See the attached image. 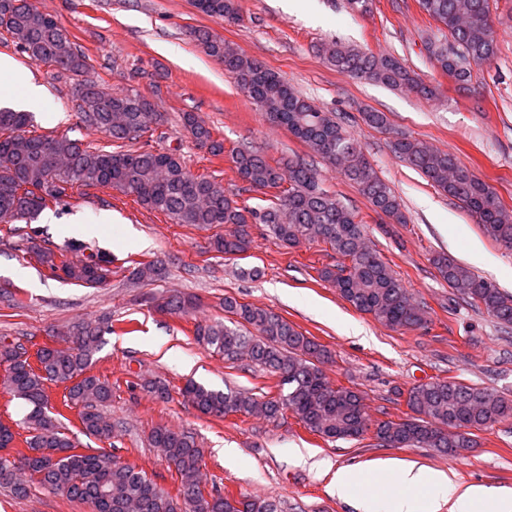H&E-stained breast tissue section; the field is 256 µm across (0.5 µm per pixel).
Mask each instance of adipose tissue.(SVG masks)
<instances>
[{"label":"adipose tissue","mask_w":512,"mask_h":512,"mask_svg":"<svg viewBox=\"0 0 512 512\" xmlns=\"http://www.w3.org/2000/svg\"><path fill=\"white\" fill-rule=\"evenodd\" d=\"M14 70L18 71L19 78L16 83L0 85V103L21 106L38 100L43 89L33 81L31 74L18 70L13 59L0 56V72ZM365 478L371 481L374 492L356 498L359 512H437L443 501L450 502V512H482L489 503L493 504L494 512H512L510 490L472 486L461 491L445 472L391 461L366 472L338 470L334 481L337 496L352 497L354 487Z\"/></svg>","instance_id":"obj_1"}]
</instances>
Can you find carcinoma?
<instances>
[{"label": "carcinoma", "mask_w": 512, "mask_h": 512, "mask_svg": "<svg viewBox=\"0 0 512 512\" xmlns=\"http://www.w3.org/2000/svg\"><path fill=\"white\" fill-rule=\"evenodd\" d=\"M420 10L438 24L441 37L427 39L433 66L454 79L467 82L470 66H458L459 57L475 65L489 63L496 54L490 0H418ZM202 13L229 19L235 0H208ZM0 29L32 61L58 74L85 73L86 56L72 42L68 30L39 11L31 0H0ZM195 37L207 53L224 63L237 84L268 115L326 163L355 184L374 212L396 224L406 223L401 203L377 175L361 145L351 139L336 116L288 87L276 71L244 55L234 46L198 31ZM330 67L365 78L390 89H408L427 99L437 89L417 77L397 58L375 55L361 48L331 43L319 49ZM86 93L77 97L83 123L94 126L115 141L138 145L126 151H106L78 140L35 135L26 112L0 109V223L33 219L50 202L68 196L76 186L107 184L133 195L147 208L166 215L174 224L220 229L211 249L225 256L244 254L253 240V226L263 225L286 249L304 243L323 244L334 262L318 270L319 277L336 288L339 296L358 311L367 313L396 331L425 326L423 308L414 303L402 280L381 255L366 243V229L358 214L336 194L321 185L320 174L303 160L273 165L265 154L250 148L230 152L231 163L243 183V192L260 191L263 204L250 207L237 195L205 174L187 170L180 157L161 151L152 142L164 138L161 119L153 103L130 89L113 93L92 81H83ZM182 121L210 153H224L222 142L191 114ZM392 150L421 172L432 186L460 203L485 233L512 249V211L496 192L456 156L433 149L422 141L401 135ZM230 226L222 232L221 228ZM27 253L51 275L78 285L95 287L112 275V258L90 254L72 242L53 250L35 239L27 241ZM440 277L462 298L512 329V295L475 276L445 254L432 257ZM160 267L153 261L134 262L131 275L151 280ZM170 315L182 316L193 308L190 298L174 295L158 304ZM227 322L195 327V340L224 357L230 369L247 358L272 384L257 396L249 391L209 388L189 381L181 394L207 417L260 415L276 422L288 412L310 432L327 439H358L368 431L382 444L394 447L435 448L448 452L469 448L476 433L512 415V400L495 391L466 384L456 378L434 379L408 390V406L415 416L377 424L366 411L362 393L350 386L330 384L322 365L332 360L327 346L298 330L280 314L224 296ZM111 326L80 323L68 331L71 347L65 351L36 353L29 361L23 347L0 342V365L6 366L4 388L24 402L27 412L19 423L28 436L26 452L42 455V464L29 472L30 481L54 493L85 501L97 512H278L270 500L236 497L228 492L201 488V449L195 435L164 425L149 438L180 481L173 497L146 472L120 461L104 448L80 449L65 432L62 411L48 407L47 385L66 384L62 407L79 409L81 432L87 437L112 440V420L103 408L112 400V384L91 373L93 356L103 333ZM376 429H371V426ZM16 459V460H18ZM16 460L0 457V489L25 496L28 485L19 479Z\"/></svg>", "instance_id": "obj_1"}]
</instances>
